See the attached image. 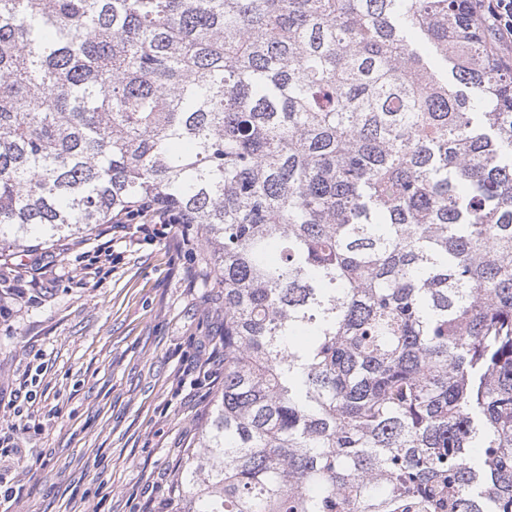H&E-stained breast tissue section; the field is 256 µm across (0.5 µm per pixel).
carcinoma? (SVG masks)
Masks as SVG:
<instances>
[{
	"label": "carcinoma",
	"instance_id": "cac0c4a2",
	"mask_svg": "<svg viewBox=\"0 0 512 512\" xmlns=\"http://www.w3.org/2000/svg\"><path fill=\"white\" fill-rule=\"evenodd\" d=\"M470 0H0V244L195 224L224 389L179 512H512V70Z\"/></svg>",
	"mask_w": 512,
	"mask_h": 512
}]
</instances>
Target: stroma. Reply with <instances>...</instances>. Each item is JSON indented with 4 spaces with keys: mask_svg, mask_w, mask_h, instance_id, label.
<instances>
[{
    "mask_svg": "<svg viewBox=\"0 0 512 512\" xmlns=\"http://www.w3.org/2000/svg\"><path fill=\"white\" fill-rule=\"evenodd\" d=\"M192 234L95 224L0 248V426L25 448L0 462L6 512H176L224 384V309Z\"/></svg>",
    "mask_w": 512,
    "mask_h": 512,
    "instance_id": "stroma-1",
    "label": "stroma"
}]
</instances>
